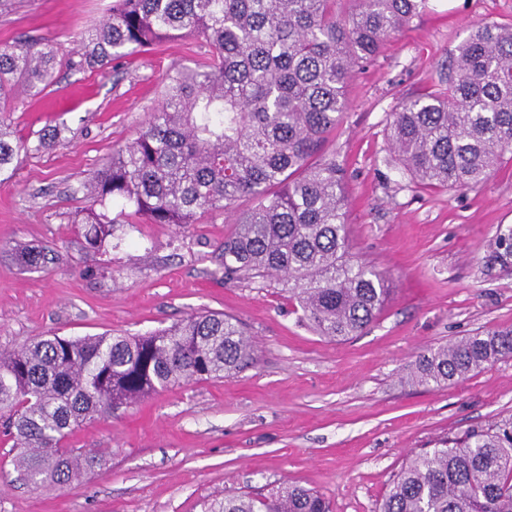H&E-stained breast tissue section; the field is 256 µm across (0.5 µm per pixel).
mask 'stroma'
Returning a JSON list of instances; mask_svg holds the SVG:
<instances>
[{"mask_svg":"<svg viewBox=\"0 0 512 512\" xmlns=\"http://www.w3.org/2000/svg\"><path fill=\"white\" fill-rule=\"evenodd\" d=\"M112 0H0V43L40 37L76 53ZM512 24V0H430L392 33L347 87L348 109L322 147L345 170L351 254L388 274L392 292L361 334L318 336L278 288L224 283V214L177 229L124 224L121 244L87 257L73 231L79 184L135 137L154 111L160 78L191 64L193 40H173L75 73L58 67L43 96L11 97L0 119L37 142L58 125L69 141L21 155L0 181V348L32 336L143 334L193 312L245 324L251 366L231 378L160 391L78 429L73 447L105 461L61 491L19 477L0 442V512H204L215 498L298 485L333 512H376L409 454L512 418V359L451 385L404 376L426 350L512 327V267L490 259L512 226V160L467 191L431 188L404 172L386 139L390 113L439 92L458 45L484 23ZM21 248L49 261L29 267Z\"/></svg>","mask_w":512,"mask_h":512,"instance_id":"35a3bbf8","label":"stroma"}]
</instances>
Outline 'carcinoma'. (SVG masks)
<instances>
[{"instance_id":"cac0c4a2","label":"carcinoma","mask_w":512,"mask_h":512,"mask_svg":"<svg viewBox=\"0 0 512 512\" xmlns=\"http://www.w3.org/2000/svg\"><path fill=\"white\" fill-rule=\"evenodd\" d=\"M341 2L112 0L75 57L45 40L0 43L5 101L18 88L43 94L61 64L85 72L179 38L205 48L203 61L166 74L146 127L81 184L90 207L77 229L88 256L102 254L116 225L134 218L182 228L229 213L224 281H275L318 335L336 341L377 318L389 281L352 260L343 169L316 155L343 120L355 68L428 0H349L344 12ZM64 132L56 127L29 145L0 121V176L11 175L21 153L64 141ZM387 140L424 185L480 183L512 153V25L472 32L452 58L446 91L406 101ZM241 197L253 202L245 212L234 210ZM494 246L492 260L512 265V227ZM254 358L243 325L213 312L138 336H36L0 348V436L21 476L63 488L103 466L71 445L76 429L159 391L233 376ZM509 358L512 328L477 333L428 350L406 380L440 386ZM207 512H330V503L288 485L214 499ZM377 512H512V419L412 453Z\"/></svg>"}]
</instances>
